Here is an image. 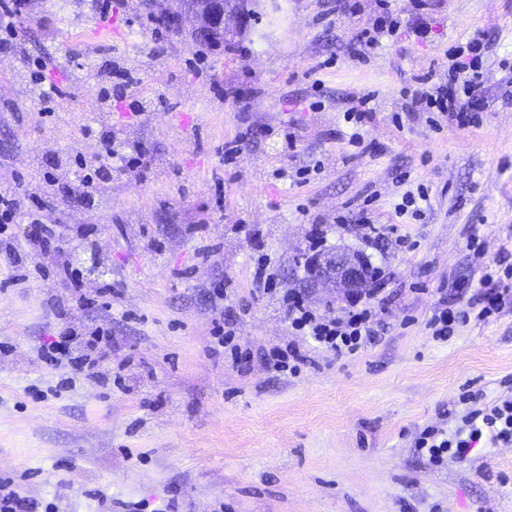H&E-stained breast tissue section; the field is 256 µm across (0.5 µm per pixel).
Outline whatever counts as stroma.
Returning a JSON list of instances; mask_svg holds the SVG:
<instances>
[{
	"label": "stroma",
	"instance_id": "stroma-1",
	"mask_svg": "<svg viewBox=\"0 0 512 512\" xmlns=\"http://www.w3.org/2000/svg\"><path fill=\"white\" fill-rule=\"evenodd\" d=\"M237 0L248 19L200 41L148 0H27L0 48V186L29 192L60 249L0 262V478L52 512H512V443L429 461L474 403L512 400V295L433 336L443 306L512 270V0H391L426 39L352 35L377 0ZM117 34L94 42L89 24ZM481 31L489 106L460 127L404 112L416 77ZM129 71L134 87L118 84ZM54 92L47 104L31 81ZM373 113L345 122L357 96ZM112 135L111 177L88 158ZM144 157L132 168L128 159ZM90 175L83 198L71 191ZM420 216L396 218L403 196ZM386 226L382 238L371 228ZM364 253L376 333L318 347L285 293L319 315L346 303L304 285L302 255ZM96 254L101 272L80 263ZM68 265L80 289L63 287ZM272 273L275 290L256 280ZM77 334L56 367L39 353ZM111 353L93 377L72 365Z\"/></svg>",
	"mask_w": 512,
	"mask_h": 512
}]
</instances>
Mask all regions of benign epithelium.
I'll return each instance as SVG.
<instances>
[{
	"label": "benign epithelium",
	"instance_id": "benign-epithelium-1",
	"mask_svg": "<svg viewBox=\"0 0 512 512\" xmlns=\"http://www.w3.org/2000/svg\"><path fill=\"white\" fill-rule=\"evenodd\" d=\"M177 7L165 8L156 14L168 27L190 24L192 36L209 39L227 29V19L237 16L235 0H174ZM239 17V16H237ZM244 23V17H239ZM368 257L363 253L343 250L320 252L304 258L305 283L309 288H332L336 299L352 303L369 295Z\"/></svg>",
	"mask_w": 512,
	"mask_h": 512
}]
</instances>
